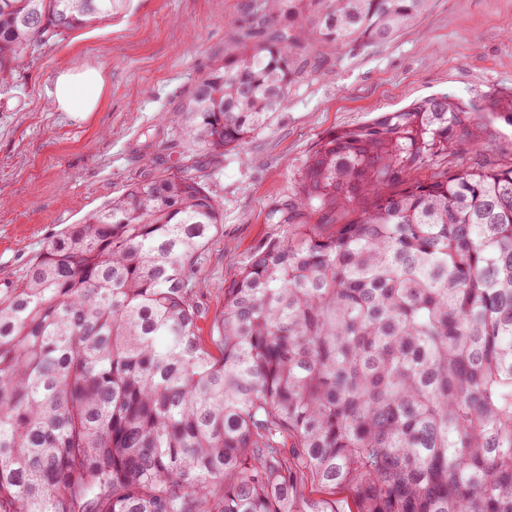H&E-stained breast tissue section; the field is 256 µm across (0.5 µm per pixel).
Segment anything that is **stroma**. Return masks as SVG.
<instances>
[{
	"mask_svg": "<svg viewBox=\"0 0 512 512\" xmlns=\"http://www.w3.org/2000/svg\"><path fill=\"white\" fill-rule=\"evenodd\" d=\"M254 3L131 0L125 13L43 46L15 72L10 95H0V282L16 279L48 237L187 154L224 204L197 273L198 300L214 317L241 262L281 233L270 210L295 197L322 136L433 96L479 107L512 92V0H433L392 41L310 63L287 106L240 148L215 158L186 142L173 152L163 114L237 50ZM87 65L103 77L98 109L80 118L49 108L57 74ZM484 139L482 152L460 150L445 167L512 161V127L488 125Z\"/></svg>",
	"mask_w": 512,
	"mask_h": 512,
	"instance_id": "35a3bbf8",
	"label": "stroma"
}]
</instances>
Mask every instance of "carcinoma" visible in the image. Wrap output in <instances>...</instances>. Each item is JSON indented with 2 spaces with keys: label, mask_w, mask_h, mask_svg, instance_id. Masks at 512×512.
<instances>
[{
  "label": "carcinoma",
  "mask_w": 512,
  "mask_h": 512,
  "mask_svg": "<svg viewBox=\"0 0 512 512\" xmlns=\"http://www.w3.org/2000/svg\"><path fill=\"white\" fill-rule=\"evenodd\" d=\"M127 2L0 0V94ZM430 2L256 0L169 148H238L319 49L339 63ZM481 111L430 97L323 136L206 343L224 210L193 166L48 238L0 284V512H336L338 489L355 512H512V163L418 177L512 126V94Z\"/></svg>",
  "instance_id": "carcinoma-1"
}]
</instances>
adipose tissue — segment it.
Listing matches in <instances>:
<instances>
[{
	"instance_id": "obj_1",
	"label": "adipose tissue",
	"mask_w": 512,
	"mask_h": 512,
	"mask_svg": "<svg viewBox=\"0 0 512 512\" xmlns=\"http://www.w3.org/2000/svg\"><path fill=\"white\" fill-rule=\"evenodd\" d=\"M102 89L103 78L97 68L66 69L55 79L51 106L83 117L97 109Z\"/></svg>"
}]
</instances>
